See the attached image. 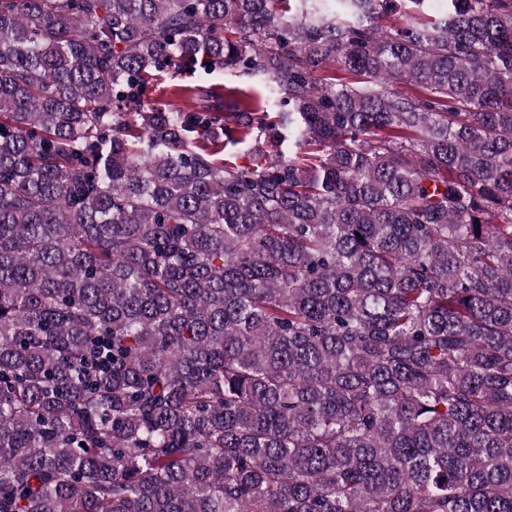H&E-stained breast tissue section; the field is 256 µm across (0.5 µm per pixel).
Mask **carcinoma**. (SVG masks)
<instances>
[{
	"label": "carcinoma",
	"mask_w": 512,
	"mask_h": 512,
	"mask_svg": "<svg viewBox=\"0 0 512 512\" xmlns=\"http://www.w3.org/2000/svg\"><path fill=\"white\" fill-rule=\"evenodd\" d=\"M427 2L0 0V512H512V0ZM187 83L201 85L217 84L222 86L225 84V76L224 72L221 71H215L208 74L200 69L194 72L165 74L158 85L157 91L154 92V97H156L160 102H169L172 105H182L181 100L170 95V89H172L174 85Z\"/></svg>",
	"instance_id": "carcinoma-1"
}]
</instances>
